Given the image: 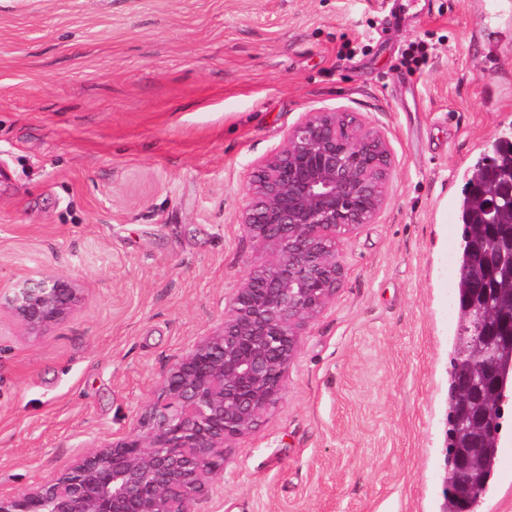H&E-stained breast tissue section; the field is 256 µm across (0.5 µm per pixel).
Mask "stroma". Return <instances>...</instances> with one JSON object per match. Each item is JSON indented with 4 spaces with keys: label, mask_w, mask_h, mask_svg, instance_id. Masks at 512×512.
<instances>
[{
    "label": "stroma",
    "mask_w": 512,
    "mask_h": 512,
    "mask_svg": "<svg viewBox=\"0 0 512 512\" xmlns=\"http://www.w3.org/2000/svg\"><path fill=\"white\" fill-rule=\"evenodd\" d=\"M0 0V290L84 292L43 334L0 312V492L134 431L161 375L268 251L238 222L308 112L379 130L384 210L345 238L333 303L280 400L228 443L196 512H441L459 320L456 204L512 132V0ZM425 61L403 65L409 47ZM501 467L476 512H512Z\"/></svg>",
    "instance_id": "stroma-1"
}]
</instances>
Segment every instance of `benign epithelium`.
<instances>
[{"label": "benign epithelium", "mask_w": 512, "mask_h": 512, "mask_svg": "<svg viewBox=\"0 0 512 512\" xmlns=\"http://www.w3.org/2000/svg\"><path fill=\"white\" fill-rule=\"evenodd\" d=\"M392 157L384 135L347 112H308L278 152L250 175L238 224L272 254L237 289L224 323L197 338L164 372L142 432L93 440L57 462L32 488L0 494V512H195L224 472L226 443L253 431L280 397L298 336L334 300L343 276L341 239L384 209ZM83 300L65 277L26 280L0 293L30 332L67 321ZM498 401L460 378L461 414L473 425L453 456L464 512L481 456L480 405Z\"/></svg>", "instance_id": "7a95c632"}]
</instances>
